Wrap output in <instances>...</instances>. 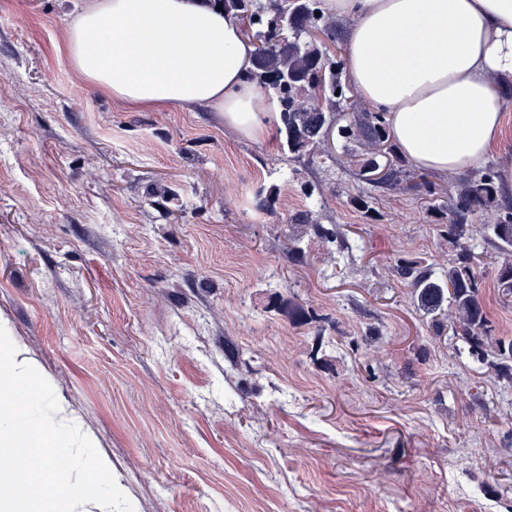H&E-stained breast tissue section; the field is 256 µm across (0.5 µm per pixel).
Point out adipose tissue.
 Here are the masks:
<instances>
[{
    "label": "adipose tissue",
    "mask_w": 512,
    "mask_h": 512,
    "mask_svg": "<svg viewBox=\"0 0 512 512\" xmlns=\"http://www.w3.org/2000/svg\"><path fill=\"white\" fill-rule=\"evenodd\" d=\"M350 20L346 72L384 110L400 153L438 176L499 157L512 106V0H321ZM67 50L86 80L131 110L201 104L241 136L279 116L251 78L255 46L210 0H84Z\"/></svg>",
    "instance_id": "adipose-tissue-1"
}]
</instances>
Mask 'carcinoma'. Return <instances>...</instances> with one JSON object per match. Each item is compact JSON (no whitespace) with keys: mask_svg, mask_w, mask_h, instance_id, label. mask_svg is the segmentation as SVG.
<instances>
[{"mask_svg":"<svg viewBox=\"0 0 512 512\" xmlns=\"http://www.w3.org/2000/svg\"><path fill=\"white\" fill-rule=\"evenodd\" d=\"M319 0H213L236 17L256 41L252 77L277 95L281 105L282 147L293 158L324 142L323 133L345 114L339 132L347 152L357 153L358 176L366 184L392 190L433 194L432 183L417 181L389 143L382 112L348 111L346 82L339 62L311 39L319 31L336 41V23L320 11ZM500 192L490 171L448 185L445 221L438 236L453 247L448 265L440 268L421 257H400L393 277L408 289L412 305L435 333L449 328L467 348L468 356L486 366L512 388V339L497 334L481 297L483 282L479 242L496 253L497 284L512 298V204L499 203ZM288 254L306 256L303 243L315 238L324 249L353 257L355 246L338 239L336 229L319 223L311 209L288 217Z\"/></svg>","mask_w":512,"mask_h":512,"instance_id":"carcinoma-1","label":"carcinoma"}]
</instances>
